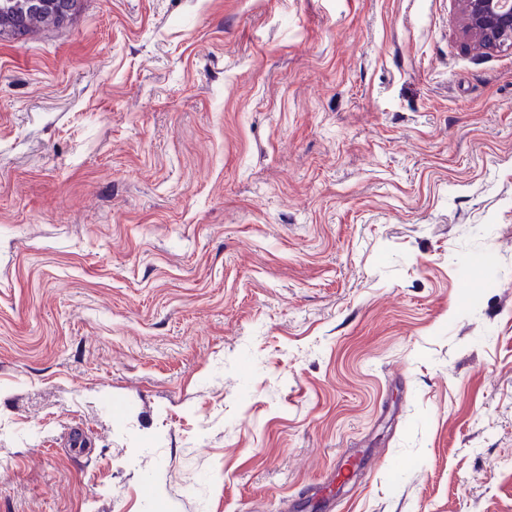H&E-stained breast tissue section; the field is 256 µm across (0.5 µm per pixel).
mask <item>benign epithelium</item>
<instances>
[{
    "label": "benign epithelium",
    "mask_w": 512,
    "mask_h": 512,
    "mask_svg": "<svg viewBox=\"0 0 512 512\" xmlns=\"http://www.w3.org/2000/svg\"><path fill=\"white\" fill-rule=\"evenodd\" d=\"M65 20L76 0H33ZM466 33L491 49L512 48V0H460Z\"/></svg>",
    "instance_id": "1"
}]
</instances>
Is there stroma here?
<instances>
[{
  "label": "stroma",
  "mask_w": 512,
  "mask_h": 512,
  "mask_svg": "<svg viewBox=\"0 0 512 512\" xmlns=\"http://www.w3.org/2000/svg\"><path fill=\"white\" fill-rule=\"evenodd\" d=\"M463 27L77 0L0 37V512H512V50Z\"/></svg>",
  "instance_id": "1"
}]
</instances>
